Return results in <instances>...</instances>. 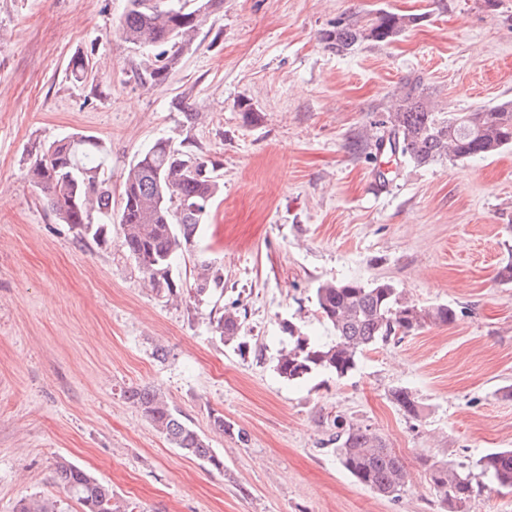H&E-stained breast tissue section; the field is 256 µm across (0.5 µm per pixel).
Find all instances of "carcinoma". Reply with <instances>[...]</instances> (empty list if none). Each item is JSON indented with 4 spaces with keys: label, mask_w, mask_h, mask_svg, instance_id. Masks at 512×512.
Masks as SVG:
<instances>
[{
    "label": "carcinoma",
    "mask_w": 512,
    "mask_h": 512,
    "mask_svg": "<svg viewBox=\"0 0 512 512\" xmlns=\"http://www.w3.org/2000/svg\"><path fill=\"white\" fill-rule=\"evenodd\" d=\"M223 6L224 0H127L119 33L125 42L150 51L143 67L135 72L140 84L155 87L166 83L179 68L183 50L191 47L200 26ZM418 20L417 15L371 10L361 16L336 18L322 30L320 40L327 49L347 54L362 44H390ZM89 68L86 55L70 60V76L76 82L87 77ZM388 120L392 149L418 165L492 155L512 145L511 101L473 112H437L429 105L420 81L411 78L402 82ZM105 156L103 144L75 134L46 145L26 171L28 181L39 190L59 223L77 228L80 234L91 231L98 239L104 225L93 227V219L112 221V186L104 176ZM214 169L212 160L190 146L177 148L170 139L159 138L127 172L119 211L120 246L133 257L152 291L168 301L181 302L188 296L200 302L212 291L224 288V276L209 265L200 267L194 288L186 292L172 277L175 258L195 238L204 219L188 206L199 203L210 207L221 190L211 175ZM316 306L336 340L317 344L297 325L286 324L288 347L276 363L278 374L285 379H300L314 371H328L342 378L376 345L411 336L426 325H448L456 319L454 308L418 306L385 281L324 282L316 288ZM245 318L236 309H226L210 323L218 336L232 341ZM128 398L171 444L218 471L224 470V460L182 421L160 390L144 386L130 390ZM391 398L405 413L418 416V401L407 389L392 390ZM211 426L219 434L235 433L239 442H247L246 432L234 430L222 414L211 417ZM333 441L342 467L357 483L389 499L404 491L408 472L381 436L367 428L350 427L336 433ZM478 468L500 487L512 489V449L486 454L478 461ZM428 471L442 507L448 512H465L474 492L471 474L443 461L431 463ZM56 474L83 512H135L136 506L117 499L108 485L69 460L57 462ZM16 512H56V507L46 500L22 499Z\"/></svg>",
    "instance_id": "carcinoma-1"
}]
</instances>
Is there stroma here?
Instances as JSON below:
<instances>
[{
	"instance_id": "stroma-1",
	"label": "stroma",
	"mask_w": 512,
	"mask_h": 512,
	"mask_svg": "<svg viewBox=\"0 0 512 512\" xmlns=\"http://www.w3.org/2000/svg\"><path fill=\"white\" fill-rule=\"evenodd\" d=\"M125 7L0 0V512L30 497L82 512L55 473L62 458L139 512H442L435 461L476 473L468 512H512V491L476 472L512 448V283L497 277L512 262V146L426 166L377 148L407 76L444 112L512 101V0H224L153 88L133 77L146 52L120 37ZM379 8L420 20L389 45L321 43L340 15ZM81 52L93 68L76 85L66 68ZM177 100L197 123L184 126ZM72 133L103 142L116 203L157 138L216 161L221 191L173 274L189 287L212 263L223 293L168 302L118 226L101 246L57 222L25 172L36 146ZM343 279L391 282L457 318L377 345L343 378L280 377L283 324L331 342L315 291ZM232 307L246 313L242 352L209 323ZM139 386L163 392L223 470L172 446L128 400ZM397 387L418 416L393 403ZM217 413L247 442L215 433ZM339 421L403 459L399 499L342 468Z\"/></svg>"
}]
</instances>
